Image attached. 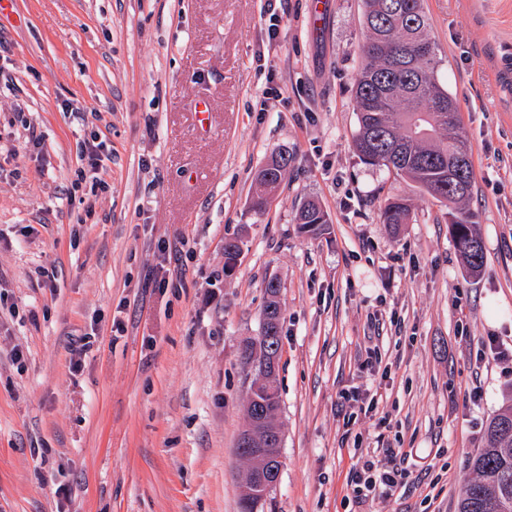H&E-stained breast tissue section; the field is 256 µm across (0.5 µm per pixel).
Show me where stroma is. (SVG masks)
Segmentation results:
<instances>
[{
    "mask_svg": "<svg viewBox=\"0 0 512 512\" xmlns=\"http://www.w3.org/2000/svg\"><path fill=\"white\" fill-rule=\"evenodd\" d=\"M309 2L0 7V512H239L241 346L272 277L283 467L265 512H457L512 395V0H425L473 147L477 276L446 207L354 151L362 0H325L317 25ZM95 133L105 191L76 180ZM282 148L292 162L254 213ZM392 195L411 204L397 232L380 220ZM310 199L331 217L318 234L295 220ZM368 388L372 410L351 398ZM381 435L409 482L353 507L354 456ZM291 158L288 151L281 150L270 156V161L260 168L255 177V191L252 197V208L254 211L264 212L270 196L279 186L282 176L288 169Z\"/></svg>",
    "mask_w": 512,
    "mask_h": 512,
    "instance_id": "35a3bbf8",
    "label": "stroma"
}]
</instances>
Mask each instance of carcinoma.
Listing matches in <instances>:
<instances>
[{
  "label": "carcinoma",
  "instance_id": "1",
  "mask_svg": "<svg viewBox=\"0 0 512 512\" xmlns=\"http://www.w3.org/2000/svg\"><path fill=\"white\" fill-rule=\"evenodd\" d=\"M365 42L355 80L358 133L354 148L366 164L384 166L415 183L425 194L448 206V224L453 242L473 274L482 271L484 245L476 232L478 215L470 206L473 192L448 189V150L468 146L462 135V120L455 97L441 83L437 58H419L416 82L409 73L392 67L389 53L409 52L430 42L424 0H363ZM390 94L377 100L383 86ZM291 158L281 150L270 156L255 177L252 208L265 211L270 196L279 186ZM408 199L389 196L380 208L382 223L397 227L409 222ZM305 232H316L330 223L329 214L313 201L305 202L296 215ZM238 240H224V267L232 269L239 256ZM279 292L267 295L263 312H272L277 323L260 327L259 335L246 340L242 359L255 364L247 403V424L258 410L265 414L266 430L279 427L277 378H269L255 363L254 354L280 355L283 312ZM470 466L476 478L458 503V512H512V404L503 405L489 420L481 448Z\"/></svg>",
  "mask_w": 512,
  "mask_h": 512
}]
</instances>
